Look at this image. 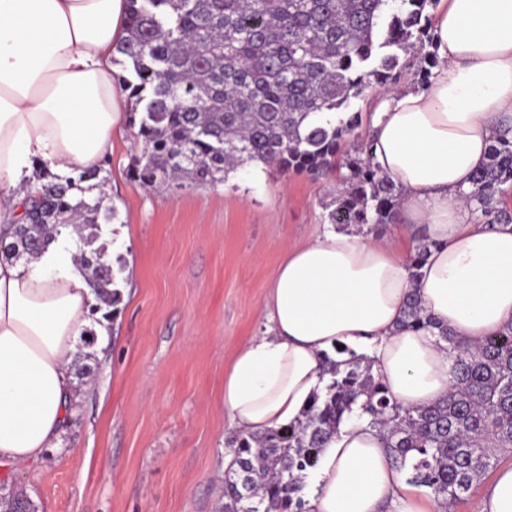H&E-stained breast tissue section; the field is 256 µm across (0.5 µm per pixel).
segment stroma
Instances as JSON below:
<instances>
[{
  "label": "stroma",
  "instance_id": "35a3bbf8",
  "mask_svg": "<svg viewBox=\"0 0 512 512\" xmlns=\"http://www.w3.org/2000/svg\"><path fill=\"white\" fill-rule=\"evenodd\" d=\"M122 112L103 176L122 242L108 241L122 293L93 386L60 447L32 470L0 468V492L38 512H221L238 430L219 395L236 351L267 326L264 302L289 250L324 231L332 185L244 165L213 187L148 190Z\"/></svg>",
  "mask_w": 512,
  "mask_h": 512
}]
</instances>
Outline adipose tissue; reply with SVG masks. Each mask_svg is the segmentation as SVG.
<instances>
[{
  "mask_svg": "<svg viewBox=\"0 0 512 512\" xmlns=\"http://www.w3.org/2000/svg\"><path fill=\"white\" fill-rule=\"evenodd\" d=\"M126 0H0V240L12 242L47 163L63 174L99 165L125 105L112 77ZM440 58L424 91L392 93L371 120L374 160L403 191L395 237L327 230L289 250L265 302L268 326L224 375V410L263 433L299 419L328 381L338 348L367 357L397 405L453 389L447 327L476 344L512 323V223L488 224L460 199L490 139L512 121V0H439ZM432 247L411 277L408 254ZM65 229L28 261L0 260V467L30 468L59 447L79 402L71 369L97 304ZM436 327H401L411 292ZM308 512H442L395 469L367 419H344L325 444ZM471 512H512V464Z\"/></svg>",
  "mask_w": 512,
  "mask_h": 512,
  "instance_id": "adipose-tissue-1",
  "label": "adipose tissue"
}]
</instances>
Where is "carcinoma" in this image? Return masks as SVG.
<instances>
[{
    "instance_id": "1",
    "label": "carcinoma",
    "mask_w": 512,
    "mask_h": 512,
    "mask_svg": "<svg viewBox=\"0 0 512 512\" xmlns=\"http://www.w3.org/2000/svg\"><path fill=\"white\" fill-rule=\"evenodd\" d=\"M435 0H129L125 36L115 46L130 76L118 78L138 117L142 153L132 179L148 188L212 186L244 164L336 182L325 221L369 227L395 223L402 189L374 163L372 140L342 151L362 125L351 101L397 78L399 53L417 52L418 83L438 65L427 7ZM41 190L29 198L25 223L0 252L34 258L71 226L96 237L100 201L74 199L102 186L101 167L78 177L45 164ZM461 196L487 224L512 223L501 196L512 188V134L493 137L487 162ZM101 247L77 265L100 302L94 323L111 320L121 295L113 262ZM418 294L409 297L405 326H430ZM455 384L447 398L403 409L355 355L326 361L330 381L295 424L232 441L235 468L224 477L222 512H306L303 490L325 443L359 406L371 418L407 481L424 487L447 510L466 503L481 478L512 449V324L476 346L448 331Z\"/></svg>"
}]
</instances>
